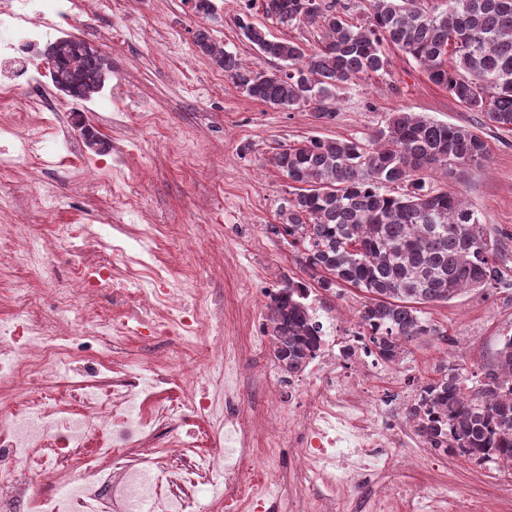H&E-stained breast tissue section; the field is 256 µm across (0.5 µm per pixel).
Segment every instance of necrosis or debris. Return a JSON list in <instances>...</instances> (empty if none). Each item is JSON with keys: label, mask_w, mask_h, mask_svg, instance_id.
Here are the masks:
<instances>
[{"label": "necrosis or debris", "mask_w": 512, "mask_h": 512, "mask_svg": "<svg viewBox=\"0 0 512 512\" xmlns=\"http://www.w3.org/2000/svg\"><path fill=\"white\" fill-rule=\"evenodd\" d=\"M83 9L81 0H5L0 5V58L24 59L30 83L42 81V44L58 39L65 25ZM17 88L0 83V169L22 176L52 166L55 156L76 171L86 196L103 187L97 167L87 160L61 111L31 127L29 113L16 104ZM111 292L115 305L129 314H144L157 334L200 345L195 368L205 384L189 388L166 403L148 389H138L129 374L99 383L108 369L98 359L65 402L42 382L47 369L73 354L77 341L109 336L123 339L124 325L93 319L65 335L44 330L31 311L16 308L0 326V383L18 392L22 401L0 408V460L20 467L28 481L21 492V512H187L199 485L207 483L224 448L238 449L241 458L254 450V433L262 431L266 462L260 482L247 480L241 469L224 473L226 495L216 512H237L241 502L276 500L280 451L299 449L306 464L304 478L324 488L325 501L337 490L353 488L355 512H442L445 495L429 489L371 488L374 475L388 471L393 449L406 447L417 421L410 414L412 394L372 392L376 365L360 346L358 336L344 334L328 341L301 377L275 374L265 379L268 412L248 427L242 421L236 347L221 343V323L201 327L188 301H201L192 271L173 274L160 249L148 260L131 264L122 253L101 257L97 280L86 267L74 268L63 290L77 301L92 289ZM302 413L289 410L292 401ZM193 418L205 423V436L163 438L166 421ZM96 454H88V444ZM82 462V477L60 493L40 485L62 458ZM193 458L192 467L173 470L171 458Z\"/></svg>", "instance_id": "necrosis-or-debris-1"}]
</instances>
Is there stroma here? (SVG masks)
<instances>
[{
	"label": "stroma",
	"instance_id": "35a3bbf8",
	"mask_svg": "<svg viewBox=\"0 0 512 512\" xmlns=\"http://www.w3.org/2000/svg\"><path fill=\"white\" fill-rule=\"evenodd\" d=\"M208 17L197 16L191 0H125L124 21L138 35L118 33L108 12L81 17L67 29L73 39L87 42L112 64L106 87L128 88L120 111L137 114L141 107L163 114L165 128L141 121L115 124L108 113L95 111L99 95L74 100L52 81L41 88L21 87L18 106L31 111L43 100L59 101L72 124L92 127L101 137L94 150L103 161L118 153L132 159L122 176L112 181L111 195L87 198L72 190L66 168L42 173L41 180L69 196L74 210L86 213L93 235L106 246H122L127 256L140 257L139 245L113 234L104 219L113 213L112 195L142 197L144 223L161 227L162 250L172 270L200 273L210 314L222 316L223 337L239 345L238 364L244 373L243 418L264 410L255 392L265 376V357L249 343L252 313L265 309L269 292L286 281H305L297 253L276 231L279 211L289 190L286 176L269 163L283 147L314 137L337 139L364 136L383 127L392 113L406 109L442 123L479 126L477 113L429 81L405 54L388 49L385 73L337 90L332 119H318L314 109H275L249 98L223 70L194 44L198 25H205L217 43L236 53L253 69L270 63L241 35L236 19L249 20L277 38H291L306 47L316 45L314 27H286L267 18L260 5L245 0H213ZM484 162L468 167L438 168L429 182L456 193L480 223L502 244L498 262L505 273L501 286L467 291L449 302L431 306L432 318L448 330L447 342L425 336L413 341L410 354L387 369L385 387L414 391L436 377L446 364L462 370L468 386H477L480 369L488 363L512 328V131L487 128ZM40 180V181H41ZM197 225L199 250L181 254L183 225ZM138 337L95 342L116 369H138L147 378L165 373L175 359L190 363L192 350L171 336L151 334L139 326ZM393 468L375 477L378 486L397 488L421 484L448 497V512H512V474L495 464L476 465L459 455L443 454L423 445L395 449Z\"/></svg>",
	"mask_w": 512,
	"mask_h": 512
}]
</instances>
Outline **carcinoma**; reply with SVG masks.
I'll use <instances>...</instances> for the list:
<instances>
[{"label": "carcinoma", "mask_w": 512, "mask_h": 512, "mask_svg": "<svg viewBox=\"0 0 512 512\" xmlns=\"http://www.w3.org/2000/svg\"><path fill=\"white\" fill-rule=\"evenodd\" d=\"M268 17L315 25L308 49L237 18L244 38L275 63L252 70L197 26L194 44L251 98L273 108L311 106L330 119L336 89L385 71L386 48L412 58L437 86L497 129H512V0H448L430 13L421 0H370L357 23L341 0H261ZM53 82L75 99L101 86L109 61L87 43L62 40L48 51ZM487 144L473 128L416 112H395L364 137H312L269 163L293 191L282 207L283 234L301 255L308 284L289 281L271 295L264 335L284 375L300 372L321 344L307 285L364 293L360 326L367 351L401 361L422 336L448 341L424 305L464 290L496 288L504 278L498 241L456 194L426 185L432 170L480 164ZM411 415L435 450L479 465L512 461V338H504L475 391L446 366L424 385Z\"/></svg>", "instance_id": "cac0c4a2"}]
</instances>
